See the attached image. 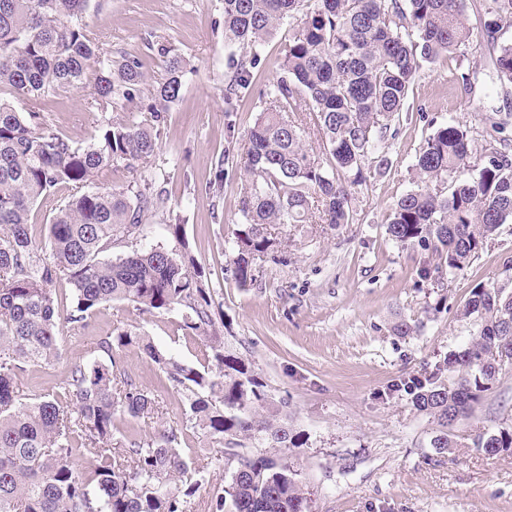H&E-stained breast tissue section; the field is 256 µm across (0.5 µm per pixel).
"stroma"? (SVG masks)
I'll return each instance as SVG.
<instances>
[{
    "instance_id": "obj_1",
    "label": "stroma",
    "mask_w": 512,
    "mask_h": 512,
    "mask_svg": "<svg viewBox=\"0 0 512 512\" xmlns=\"http://www.w3.org/2000/svg\"><path fill=\"white\" fill-rule=\"evenodd\" d=\"M85 20L113 58H139L144 90L162 77L159 46L187 61L182 95L160 126L156 151L142 170L167 190L166 212L146 216L138 238L115 245L109 258L157 243L188 245L224 314L220 333L251 362L269 401L284 404L295 438L287 450L312 512H512V455H489L472 445L475 434L512 427V365L482 393L455 433L454 459L436 457L433 419L416 409L400 382L423 376L449 353L464 349L482 321L462 310L474 288L512 292V222L501 225L463 270L436 272L438 258L392 240V206L416 189L412 166L442 123L466 125L473 162L489 147L512 155V84L500 83L487 47L422 65L404 108L382 148L381 174L352 187L353 220L327 224H271L276 256L255 262V278L239 285L231 259L242 222L240 187L248 132L270 111L263 92L276 79L299 21L283 22L261 51V62L234 107L224 102V77L240 45L224 41V0H90ZM477 74L470 85L460 75ZM47 125L78 147L90 143L107 113L89 104L87 91L61 89L41 100ZM224 185L214 190L216 167ZM181 222L182 238L168 224ZM178 310L147 314L131 302L95 311L84 327L59 322V356L31 366L23 378L30 394L64 393L73 366L111 362L156 398L152 417L116 420L115 439L153 438L176 428L179 449L204 481L190 512H211L234 468L224 441L186 425L187 401L167 373L131 349L98 351L99 341L128 330L150 336L176 360L200 365L199 338L182 328ZM409 334L395 330L398 322Z\"/></svg>"
}]
</instances>
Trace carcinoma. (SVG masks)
Here are the masks:
<instances>
[{
	"label": "carcinoma",
	"mask_w": 512,
	"mask_h": 512,
	"mask_svg": "<svg viewBox=\"0 0 512 512\" xmlns=\"http://www.w3.org/2000/svg\"><path fill=\"white\" fill-rule=\"evenodd\" d=\"M88 2L0 0V512H187L198 480L177 448L176 429L122 441L114 454L115 417L156 410L135 381L94 363L71 369L63 397L23 389L30 366L57 357L60 320L82 326L113 301L149 313L182 307L183 327L204 343L201 368L130 331L102 339L98 349L135 348L187 393L192 425L227 439L235 467L212 512H310L311 493L285 456L288 426L267 406L258 374L216 333L211 290L193 256L156 244L104 258L113 242L135 236L147 213L166 208L165 190L152 181L116 189L97 179L119 166L134 174L154 155L164 113L181 96L184 64L168 58L144 97L140 60H112V50L87 33ZM301 11L303 26L284 48L269 90L275 111L260 113L249 132L244 224L232 258L242 285L254 279L255 260L277 249L265 226L352 221L349 186L367 180L365 162L402 111L421 63L479 46L463 0H224V41L250 49L225 80L227 104L248 84L272 31ZM483 27L488 34L511 28L512 0H487ZM493 54L499 81L512 83V41ZM87 86L106 111L134 105L145 118L109 119L93 143L75 146L44 122L39 103L49 92ZM18 97L29 102L27 111L14 106ZM309 127L317 149L304 142ZM473 155L460 122L439 126L416 155L420 187L397 200L387 227L393 240L434 253L450 272L464 269L512 220V157L497 152L459 179ZM61 189L68 195L49 219L50 255L43 258L29 235L30 215ZM62 279L72 290L65 313L52 292ZM464 315L483 320L479 334L429 375L406 382L414 406L437 425L431 446L443 457L460 447L456 423L512 363V294L477 288ZM447 372L457 379L444 383ZM256 439L275 453L245 451ZM473 446L512 454V430L480 433ZM81 454L94 464L92 482L77 472Z\"/></svg>",
	"instance_id": "carcinoma-1"
}]
</instances>
